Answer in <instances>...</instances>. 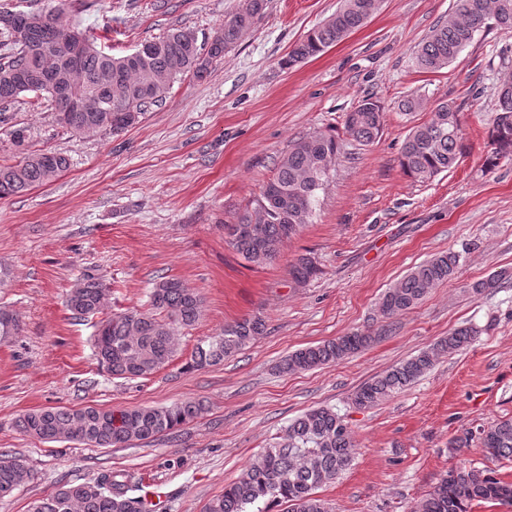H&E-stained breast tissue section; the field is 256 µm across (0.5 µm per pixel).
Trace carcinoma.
<instances>
[{
  "label": "carcinoma",
  "mask_w": 512,
  "mask_h": 512,
  "mask_svg": "<svg viewBox=\"0 0 512 512\" xmlns=\"http://www.w3.org/2000/svg\"><path fill=\"white\" fill-rule=\"evenodd\" d=\"M382 0H343L322 25L312 29L281 62L290 68L313 58L360 28L381 7ZM267 0H247L230 13L209 43H198L194 31L174 29L162 37L141 42L133 52L114 56L87 36L81 59V82L76 96L91 100L95 110L74 106L60 90L70 64L67 34L80 32L64 22L65 0L50 9L17 10L0 0V124L11 120L5 112L27 92L39 93L52 109L68 107L67 131L73 136L119 132L140 121L147 108L163 101L173 82L191 74L205 77L224 52L250 33L265 15ZM512 30V0H459L455 19L434 28L415 52L419 68L442 70L455 62L484 26ZM512 82L500 86L497 115L489 130L492 151L487 169L512 156ZM382 108L364 99L347 114L345 133L361 145L373 143L382 131ZM340 151L336 137L318 132L295 141L284 154L271 180L273 194H261L252 206L224 225L231 244L250 263L274 262L282 243L311 223L318 194ZM462 152L459 109L452 102L437 105L430 121L416 126L401 149V166L413 179L425 182L451 168ZM69 159L51 151L25 154L15 164H0V199L50 182L64 171ZM460 254L436 255L415 266L381 297L379 310L390 319L417 306L434 288L452 280ZM313 258L300 256L290 275L303 283L317 274ZM512 280L503 268L470 286L478 295ZM109 288L96 274H83L70 289L66 305L74 317L104 311ZM151 310L110 314L101 321L96 339L99 364L114 378H147L163 368L176 350L175 332L195 325L203 299L176 278L162 277L150 293ZM16 316L0 309V342L17 335ZM265 332L260 318H243L197 344L190 367L217 365L253 343ZM476 327H461L429 348L401 361L384 374L362 384L352 395L357 409L372 408L404 390L424 375L438 358L470 343ZM370 332H352L322 344L298 349L280 364L284 373L312 370L336 363L368 347ZM206 411L202 400L169 407H137L112 410L94 406L80 409L45 407L25 414L17 422L23 432L47 442L78 441L97 448L146 441L190 422ZM481 443L495 458H512V419L500 420L481 431ZM352 431L331 408L306 411L288 425L286 435L249 463L237 481L224 487L206 512H272L288 504L286 512H333L317 490L332 482L352 462ZM29 476L25 463L0 458V498L13 494ZM125 474L110 473L94 483H64L46 498L33 502L30 512H147L146 497H130ZM512 506V483L487 470L456 467L420 499L412 512H472L476 505Z\"/></svg>",
  "instance_id": "cac0c4a2"
}]
</instances>
